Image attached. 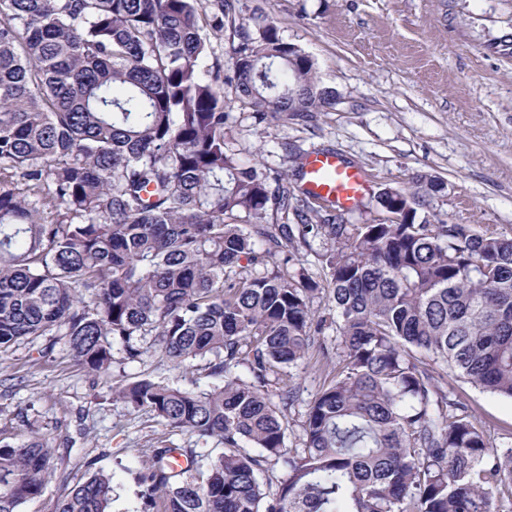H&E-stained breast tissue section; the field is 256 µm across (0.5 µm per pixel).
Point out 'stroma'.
Returning <instances> with one entry per match:
<instances>
[{"instance_id":"1","label":"stroma","mask_w":512,"mask_h":512,"mask_svg":"<svg viewBox=\"0 0 512 512\" xmlns=\"http://www.w3.org/2000/svg\"><path fill=\"white\" fill-rule=\"evenodd\" d=\"M260 6L283 38L315 62L322 85L336 89L335 109L313 121L259 123L231 106L228 147L263 169L299 184L297 154L336 152L366 175L355 224L376 216L385 188L413 191L412 175L442 183L429 211L478 233L512 237V0H241ZM328 370L321 355L289 368L300 389L285 413L287 445H304L307 405ZM149 377L174 387L215 384L204 362L177 366L150 351L113 352L111 376L74 366L65 337L22 341L0 355V440L30 431L57 449L53 467L79 480L110 474L111 512H138L136 473L158 441L220 451L197 443L111 389ZM443 386L465 402L497 447L512 446V400L480 392L454 375Z\"/></svg>"}]
</instances>
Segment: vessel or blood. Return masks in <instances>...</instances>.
I'll return each mask as SVG.
<instances>
[{
  "mask_svg": "<svg viewBox=\"0 0 512 512\" xmlns=\"http://www.w3.org/2000/svg\"><path fill=\"white\" fill-rule=\"evenodd\" d=\"M304 172L305 190L332 200L344 210L354 208L367 191L361 171L331 151L315 150L308 154Z\"/></svg>",
  "mask_w": 512,
  "mask_h": 512,
  "instance_id": "vessel-or-blood-1",
  "label": "vessel or blood"
}]
</instances>
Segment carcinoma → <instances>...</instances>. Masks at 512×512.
Returning a JSON list of instances; mask_svg holds the SVG:
<instances>
[{"label": "carcinoma", "mask_w": 512, "mask_h": 512, "mask_svg": "<svg viewBox=\"0 0 512 512\" xmlns=\"http://www.w3.org/2000/svg\"><path fill=\"white\" fill-rule=\"evenodd\" d=\"M238 0H0V352L63 332L76 365L112 370L114 346L206 362L207 391L142 378L112 388L137 411L220 452L161 445L138 481L151 512H492L512 489V448L491 446L441 365L512 400V238L418 218L416 178L376 224L242 162L201 12L230 30L227 78L261 122L336 106L315 63ZM336 313V368L308 404L304 448L286 444L269 376L312 355L318 283ZM244 370L245 375L238 374ZM258 448L253 455L250 449ZM31 433L0 442V512H22L54 474ZM288 471L265 503L264 463ZM93 473L55 512H109ZM330 246L331 244L326 240L324 241L323 239H316L312 242L313 251H309L305 256V259H307L305 267L307 268L309 275H311L312 278L319 283L320 288H323V286L326 285V270L321 262V257H319L315 251L319 254H322L325 252L326 248H330Z\"/></svg>", "instance_id": "obj_1"}]
</instances>
